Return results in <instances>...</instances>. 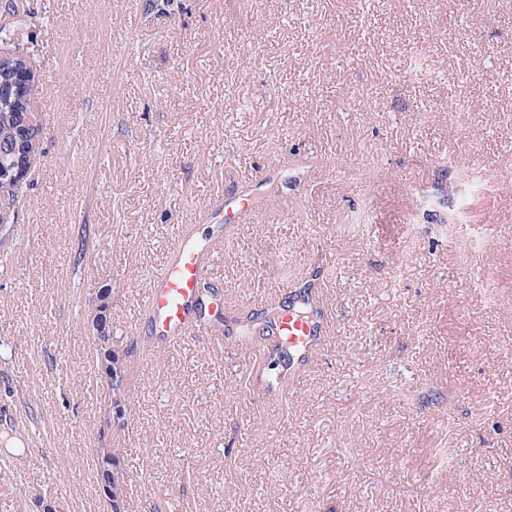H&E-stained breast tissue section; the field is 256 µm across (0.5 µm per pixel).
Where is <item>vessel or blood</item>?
<instances>
[{
	"label": "vessel or blood",
	"mask_w": 512,
	"mask_h": 512,
	"mask_svg": "<svg viewBox=\"0 0 512 512\" xmlns=\"http://www.w3.org/2000/svg\"><path fill=\"white\" fill-rule=\"evenodd\" d=\"M258 197L243 192L225 197L223 203L211 207L206 223L217 227L240 224L258 212ZM214 247L210 237L186 235L177 242L164 272L149 286L147 306L151 331L165 340L197 335L201 329L196 304L199 290L207 278V259ZM321 281L310 277L301 285L306 295L304 309L280 313L278 334L291 356L289 377H296V365L315 357L333 324V316L320 295Z\"/></svg>",
	"instance_id": "b4317fda"
}]
</instances>
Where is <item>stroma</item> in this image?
Returning a JSON list of instances; mask_svg holds the SVG:
<instances>
[{"label":"stroma","instance_id":"stroma-1","mask_svg":"<svg viewBox=\"0 0 512 512\" xmlns=\"http://www.w3.org/2000/svg\"><path fill=\"white\" fill-rule=\"evenodd\" d=\"M12 4L44 135L0 241V512H107V281L130 512H512V0ZM272 164L288 200L204 222ZM184 231L224 239L220 349L145 344ZM316 268L335 330L285 383L242 322ZM99 297L102 295L103 299L107 300L106 308L111 309L110 316L112 312V284L111 282L102 285L98 288ZM97 302L91 301L89 298L86 300L84 306V316H83V328L84 331H87L89 337L90 331H88V324L90 322V318L94 313ZM109 316V326L107 331L103 330L99 334L92 335L91 339L93 341L95 356H96V377L98 380L99 388L102 391L103 399L101 400L99 413H101L102 409L108 404L109 400H112V416L110 413L106 415V417H101L99 422V426L97 428L96 434L98 440L101 443V448H97L98 451V460L96 466V455L93 449V463L95 469H97L98 477L100 480V489L102 496L105 497L109 511L113 512H122L123 506L120 500H112V492L116 496H120L124 503V511L128 512L129 504L127 503V486H128V476L127 472L121 463V459L123 460V454L125 453V449L122 448H112L109 446V441H112V426H116L115 430L125 432L128 428V417L127 410L120 412L118 409V413L113 411L114 408L120 403V400H124L123 404H125V400L127 399L126 388H125V372H126V363L127 356L129 355V349L119 351L114 346L112 342V323L110 321ZM98 336V337H97ZM100 339L105 344L102 346L103 354L101 355L97 348L95 347L96 339ZM111 341V348L107 346V344ZM117 367L122 369V373L119 377L117 374H114L115 379L112 378L111 386L105 385L103 382L102 376L103 373L108 372L111 369H116ZM108 376L112 377V372H108ZM105 462L112 463V491L108 482L106 480L105 475L101 472L102 465Z\"/></svg>","mask_w":512,"mask_h":512}]
</instances>
